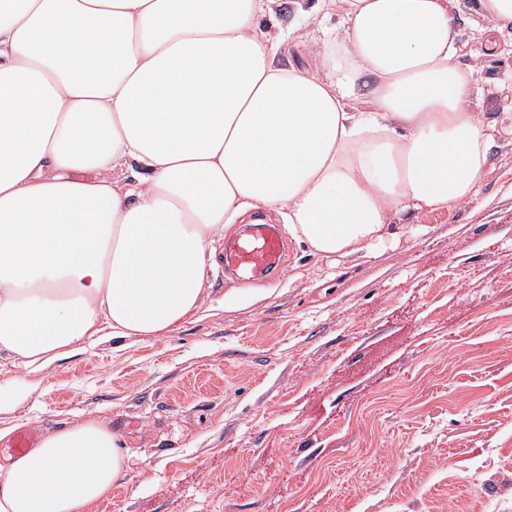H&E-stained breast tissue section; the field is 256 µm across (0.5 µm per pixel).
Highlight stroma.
Segmentation results:
<instances>
[{"mask_svg": "<svg viewBox=\"0 0 512 512\" xmlns=\"http://www.w3.org/2000/svg\"><path fill=\"white\" fill-rule=\"evenodd\" d=\"M471 110L496 121L489 173L452 211L396 213V247L318 257L170 333L105 339L33 373L0 351L9 435L96 418L134 465L89 512H512V28L457 0Z\"/></svg>", "mask_w": 512, "mask_h": 512, "instance_id": "stroma-1", "label": "stroma"}]
</instances>
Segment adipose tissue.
I'll return each mask as SVG.
<instances>
[{
    "label": "adipose tissue",
    "instance_id": "adipose-tissue-1",
    "mask_svg": "<svg viewBox=\"0 0 512 512\" xmlns=\"http://www.w3.org/2000/svg\"><path fill=\"white\" fill-rule=\"evenodd\" d=\"M277 0H0V350L36 372L206 311L209 247L277 212L317 255L483 185L455 0H317L280 59ZM337 17L334 27L325 19ZM131 468L95 419L0 464V512H88Z\"/></svg>",
    "mask_w": 512,
    "mask_h": 512
}]
</instances>
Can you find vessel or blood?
Returning <instances> with one entry per match:
<instances>
[{
  "label": "vessel or blood",
  "mask_w": 512,
  "mask_h": 512,
  "mask_svg": "<svg viewBox=\"0 0 512 512\" xmlns=\"http://www.w3.org/2000/svg\"><path fill=\"white\" fill-rule=\"evenodd\" d=\"M285 242L284 232L274 225L241 236L224 252V271L241 284L282 272Z\"/></svg>",
  "instance_id": "vessel-or-blood-1"
}]
</instances>
